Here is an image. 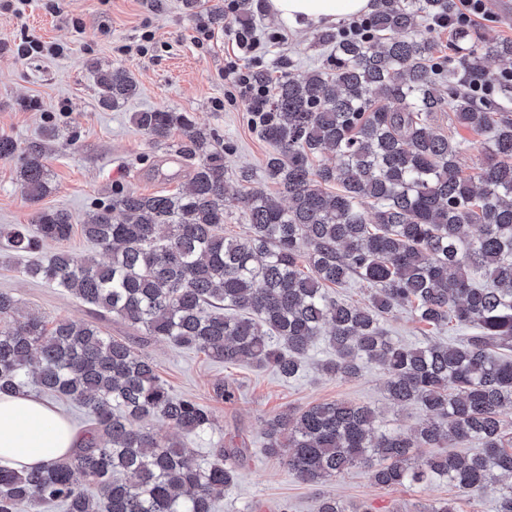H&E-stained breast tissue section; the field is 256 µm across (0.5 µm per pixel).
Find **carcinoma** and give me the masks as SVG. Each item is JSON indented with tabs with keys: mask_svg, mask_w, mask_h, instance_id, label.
<instances>
[{
	"mask_svg": "<svg viewBox=\"0 0 512 512\" xmlns=\"http://www.w3.org/2000/svg\"><path fill=\"white\" fill-rule=\"evenodd\" d=\"M455 0H375L363 33L336 38L328 70L277 81L272 111L259 116L273 147L265 164L275 193H248L246 237L222 230L228 185L224 149L187 112L133 114L158 143L178 129L175 154L197 160L182 193L121 188L81 224L105 262L60 248L22 274L56 284L144 336L196 349L224 364L298 375L320 337L336 358L324 372L361 376L378 365L391 404H418L429 417L383 431L380 412L344 401L288 409L264 419L263 446L297 481L316 485L363 466L383 487H418L435 476L497 500L512 512V116L508 92L488 69L512 59V39L473 26L451 32L452 55H436L430 25ZM99 103L114 109L137 96L122 67L97 71ZM483 136L472 145L439 134L438 112ZM0 160L17 163L20 185L38 202L51 193L43 146L21 149L0 135ZM73 218L41 210L31 224L0 232L21 254L64 242ZM367 302L333 296L351 279ZM406 309L422 324L470 330L460 344L396 343L385 316ZM35 387L91 416L68 458L22 472L0 469V512H213L235 482L242 449L219 445L203 466L183 444L149 427L162 419L183 438L216 429L213 412L170 392L158 364L95 322L46 321L0 290V393ZM477 440L482 451L449 455ZM433 448L426 457L416 449ZM316 512H370L333 497Z\"/></svg>",
	"mask_w": 512,
	"mask_h": 512,
	"instance_id": "1",
	"label": "carcinoma"
}]
</instances>
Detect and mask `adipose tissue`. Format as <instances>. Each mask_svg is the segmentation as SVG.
Returning a JSON list of instances; mask_svg holds the SVG:
<instances>
[{
	"instance_id": "adipose-tissue-1",
	"label": "adipose tissue",
	"mask_w": 512,
	"mask_h": 512,
	"mask_svg": "<svg viewBox=\"0 0 512 512\" xmlns=\"http://www.w3.org/2000/svg\"><path fill=\"white\" fill-rule=\"evenodd\" d=\"M272 12L295 28L368 13L372 0H269ZM78 430L47 402L26 392L0 395V467L21 470L64 458Z\"/></svg>"
}]
</instances>
